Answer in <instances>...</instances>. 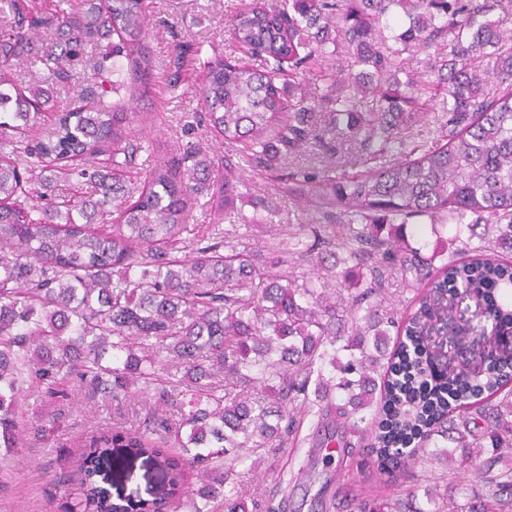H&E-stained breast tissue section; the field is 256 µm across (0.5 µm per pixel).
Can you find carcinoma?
<instances>
[{"label": "carcinoma", "mask_w": 512, "mask_h": 512, "mask_svg": "<svg viewBox=\"0 0 512 512\" xmlns=\"http://www.w3.org/2000/svg\"><path fill=\"white\" fill-rule=\"evenodd\" d=\"M145 0H56L53 13L0 0V449L8 457L23 436L45 441L55 428L26 424L20 397L71 400L76 383L90 399L120 401L137 388L167 413L142 428L104 431L84 445L80 471L94 512H241V473L288 442L298 417L314 413L331 444L359 427L387 399L376 433L374 466L406 473L416 460L405 445L419 426L445 420L423 435L426 462L459 466L488 441L499 481L481 470L472 480L491 488L483 500L466 480L438 512H504L512 507V256L479 245L424 257L403 229L424 217L456 226L451 242L481 223L493 224L499 248L512 251V0H251L231 5L233 50L202 59L181 42L166 78L174 90L202 72L198 119L255 171L274 172L317 144L326 154L316 174H286L282 195L312 207L320 224L280 241L284 257L239 249L220 224H188L198 195L216 187L224 215L256 220L236 207L232 156L224 181L215 161L189 149L135 181L123 173L149 150L126 137V98L149 89L154 58L145 42ZM55 25L54 40L35 31ZM110 41L112 66L97 65L66 103L52 90L68 84L87 48ZM259 61L254 67L238 56ZM345 53L338 68L323 60ZM424 53L420 69L406 57ZM22 66L40 67L44 84L27 89ZM323 85L317 95L312 87ZM50 126L34 139L45 114ZM448 129V140L414 156L404 130L416 123ZM357 142L365 173L336 176V142ZM402 155L393 162L391 157ZM90 186L88 195L47 193L56 171ZM115 215L112 230L104 231ZM393 225L380 236L383 223ZM341 225L344 256L313 272L289 276L286 258L306 261L332 245L321 228ZM188 250L192 258L178 256ZM399 259L420 282L433 276L400 333L382 309L383 264ZM346 265L347 294L332 292L337 264ZM477 296L490 334L502 339L497 364L478 382L447 375L429 385L412 348L448 334L452 301ZM486 421L479 437L470 416ZM181 456L168 453L169 440ZM139 458L161 483L147 496H112L114 472ZM197 483L184 489L185 466ZM350 512H429L417 493L380 501L343 492Z\"/></svg>", "instance_id": "1"}]
</instances>
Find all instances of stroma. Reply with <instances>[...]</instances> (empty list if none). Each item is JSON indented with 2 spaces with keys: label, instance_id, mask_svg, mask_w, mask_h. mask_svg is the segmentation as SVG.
I'll return each mask as SVG.
<instances>
[{
  "label": "stroma",
  "instance_id": "35a3bbf8",
  "mask_svg": "<svg viewBox=\"0 0 512 512\" xmlns=\"http://www.w3.org/2000/svg\"><path fill=\"white\" fill-rule=\"evenodd\" d=\"M232 0H148L147 42L155 61L152 88L130 100L134 114L126 124V133L139 136L150 144V150L137 160L139 171L150 170L156 164L196 146L214 158H222V144L212 139L208 128L196 125L195 115L203 111V102L194 87H183L170 93L165 86V74L173 47L179 42L202 43L204 52H226L230 43L225 31ZM242 197L236 205L245 214H253L252 199L276 196L281 208L276 223L284 233L298 232L312 224L316 216L311 208L277 196L278 174L259 173L251 168L242 172ZM27 419L42 421L56 415L59 427L46 446L23 447L18 454L0 467V512H62L61 503L52 497V480L62 475L68 478L74 500H82L79 491L81 474L78 460L87 437L115 427L136 429L153 402L132 396L120 404H98L76 393L73 403L51 408L42 406L34 394L21 398ZM375 420H366L362 430L346 438L348 454H328L314 438L316 419L306 416L294 442L264 455L256 472L243 475L242 497L247 512H346L333 506L330 493L324 492L325 479L334 487H348L355 494H370L380 500L399 495L408 486L427 484L436 487L439 495L459 480L456 469H446L428 463L416 464L413 471L394 478L361 474L360 463L371 459V428Z\"/></svg>",
  "mask_w": 512,
  "mask_h": 512
}]
</instances>
